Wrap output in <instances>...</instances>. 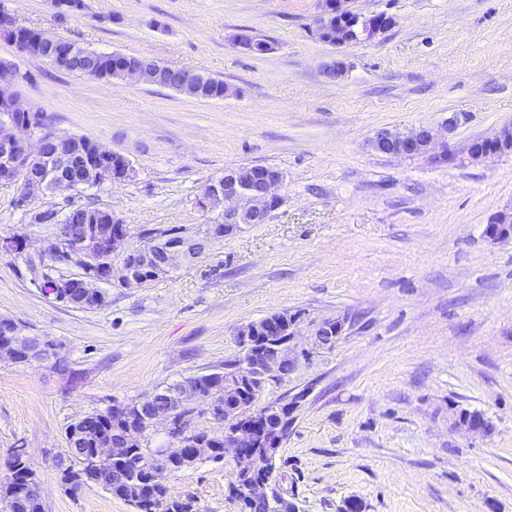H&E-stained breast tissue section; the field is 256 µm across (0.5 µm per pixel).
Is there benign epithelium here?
<instances>
[{
	"label": "benign epithelium",
	"mask_w": 512,
	"mask_h": 512,
	"mask_svg": "<svg viewBox=\"0 0 512 512\" xmlns=\"http://www.w3.org/2000/svg\"><path fill=\"white\" fill-rule=\"evenodd\" d=\"M347 0H333L331 7L323 8L317 21L319 34L330 33L331 23L350 21L353 32L345 34L336 30V45L344 46L355 40L369 41L387 31L392 20L376 15L363 16L346 8ZM236 46L250 54H258L263 45L248 30H240L232 36ZM44 57L59 71L81 73L85 54L71 43L52 44ZM114 70L123 78H134L149 84L164 81L174 87L193 85L199 82L200 74L182 69L176 74L162 73L148 63L128 64L121 60ZM19 66L8 59L0 58V80L8 79L17 84L21 81ZM458 118L445 122L441 130L432 127L412 129L406 134L388 130L378 132L373 140L376 151L389 155L412 156L425 151L439 136V132L450 133ZM512 148V126L502 127L496 138L469 147V155L479 159L487 155H503ZM133 168L121 154L96 147L95 159H88L80 138L55 130L43 128L39 111L24 104L13 92L0 89V183H13L24 175L17 206L29 210L32 199L45 191L77 190L84 186L99 185L104 181H122L131 177ZM284 181L283 172L271 166L251 165L224 170L222 176L211 180L203 193V207L224 204V221L206 224L192 234L158 243L139 246H124L127 231L123 221L111 209L97 208L94 224L79 225L78 234H72L69 224L56 225L53 236L42 241L39 249L29 251L27 237L14 234L0 240V250L21 254L43 262L59 252L67 256V267L76 273L66 277L63 301L85 306L91 301L92 289L102 282L130 286L145 282L143 271L150 269L156 276L169 274L179 266L191 262L203 254L215 241L233 236L246 224H264L277 207L280 197L278 189ZM486 234L493 240L512 239V216L498 215L486 227ZM343 323L324 321L318 324L311 336L315 350L330 347L340 335ZM268 336V341L256 354L245 353L242 370L224 376V401H218L211 393L186 386L171 387L155 391L138 402L139 416L128 421L125 429L112 439V443L99 448H85L79 439L78 430L67 431L68 456L79 455L90 458L94 464H121L112 470V491L124 495L133 481L136 461L122 456L125 447L139 444L149 431L161 429L167 442L161 448L149 449L158 479L169 471V465L177 457L196 462L209 457L205 448L189 450L183 447V439L196 430L197 415L224 425L226 454L235 463L233 479L227 490L232 498L242 497L250 512H282L285 498L277 489L275 469H264L267 454L264 447L279 448L288 432L292 405L277 403L272 408L275 422L263 420L254 424L252 406L237 395V389L246 381L259 379L265 384L271 378H281L296 365L299 354L291 345L294 331L283 325L278 315L272 314L239 330V343L249 348L258 334ZM14 363L60 362L61 356L41 336H23L18 324L6 318L0 319V357ZM190 404L192 412L179 416L183 406ZM459 425L471 432L488 433L492 425L477 413H463ZM10 467L24 471L27 481L15 494V506L25 503L26 498L41 494V486L35 471L21 452L10 461ZM61 483L71 493L82 489V483L70 467H59Z\"/></svg>",
	"instance_id": "7a95c632"
}]
</instances>
